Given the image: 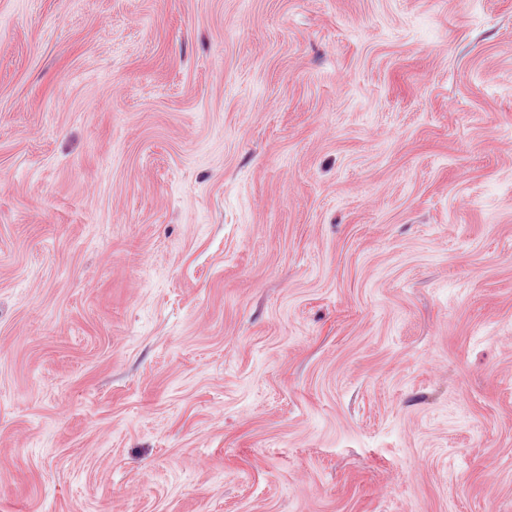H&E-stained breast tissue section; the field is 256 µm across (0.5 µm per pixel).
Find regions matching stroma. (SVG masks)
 I'll return each mask as SVG.
<instances>
[{"mask_svg":"<svg viewBox=\"0 0 512 512\" xmlns=\"http://www.w3.org/2000/svg\"><path fill=\"white\" fill-rule=\"evenodd\" d=\"M0 512H512V0H0Z\"/></svg>","mask_w":512,"mask_h":512,"instance_id":"35a3bbf8","label":"stroma"}]
</instances>
